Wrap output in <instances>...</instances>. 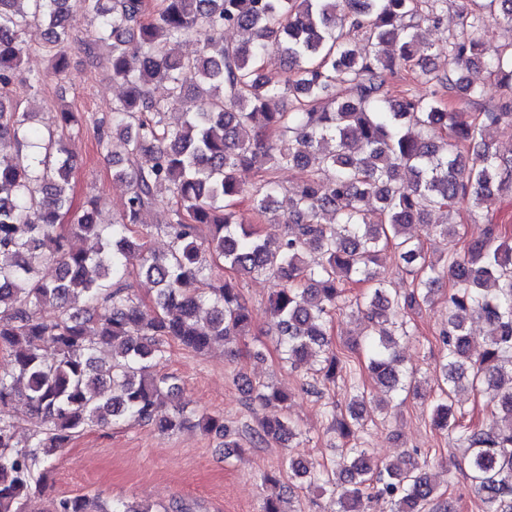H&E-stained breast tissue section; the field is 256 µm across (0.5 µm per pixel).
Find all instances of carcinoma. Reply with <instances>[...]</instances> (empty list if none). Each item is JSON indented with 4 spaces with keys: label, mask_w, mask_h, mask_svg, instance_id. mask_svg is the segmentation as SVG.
I'll list each match as a JSON object with an SVG mask.
<instances>
[{
    "label": "carcinoma",
    "mask_w": 512,
    "mask_h": 512,
    "mask_svg": "<svg viewBox=\"0 0 512 512\" xmlns=\"http://www.w3.org/2000/svg\"><path fill=\"white\" fill-rule=\"evenodd\" d=\"M72 2L0 0V351L11 360L0 371V512H150L79 494L35 504L44 471L86 429L153 421L168 433L187 421L175 377L162 369L167 348L202 354L249 335L252 314L238 280L255 276L276 281L268 306L283 360L316 368L317 395L341 363L328 323L351 302L365 307L371 329L347 349L363 357L371 383L418 389L400 366L397 337L407 334L409 312L431 303L450 277L440 333L448 389L432 405V422L467 448L481 512H512V234L491 224L483 238L434 256L409 232L433 211H473L512 195V158L494 140L499 127H512V44L491 51L484 41L486 15L512 27V0H469L476 8L458 13L443 72L427 65L420 26L442 24L448 0H161L152 18L146 0H82L95 26L77 43L66 24ZM32 24L47 27L55 74H66L77 45L124 87L110 121L99 124L100 149L110 152L114 131L125 155L113 162L112 177L127 197L107 224L95 199L71 210L76 163L63 138L79 114L60 112L57 130L44 132L9 97L18 78L42 82L22 70V35ZM228 28L243 39L224 42ZM193 37L202 41L197 54L173 53L171 43ZM356 38L368 46L361 57L351 49ZM271 43L288 57L280 84L261 65ZM412 61L434 87L428 97L389 91ZM473 66L497 78L503 97L463 120L440 90L479 97L468 76ZM154 83L164 84L165 97L152 94ZM293 167L310 174L289 198L288 233L262 238L244 223L237 199L249 192L258 216H278L275 174ZM246 170L261 174L252 189L239 178ZM161 184L170 192L171 241L155 254L142 230ZM88 239L90 248L82 245ZM390 247L412 278L408 292L389 287L379 269ZM48 260L58 266L54 280L41 275ZM215 267L231 277L214 278ZM134 275L155 287L151 305L129 294ZM358 284L368 288L351 301L347 287ZM47 306L58 311L52 320L41 316ZM474 319L492 327L480 351L468 329ZM47 343L55 346L51 359ZM104 348L112 359L102 363L96 354ZM465 381L490 394L488 423L457 415L453 395ZM242 387L262 406L288 401L269 384L245 379ZM364 400L355 385L346 414L326 407L339 438L362 426ZM17 401L39 422L24 439L10 413ZM197 424L224 447H239L224 416L202 413ZM299 434L285 414L259 423L267 442ZM288 470L309 485L325 479L336 512H364L373 484L392 512H451L417 461L401 468L366 448H344L332 479L309 461L290 458Z\"/></svg>",
    "instance_id": "carcinoma-1"
}]
</instances>
